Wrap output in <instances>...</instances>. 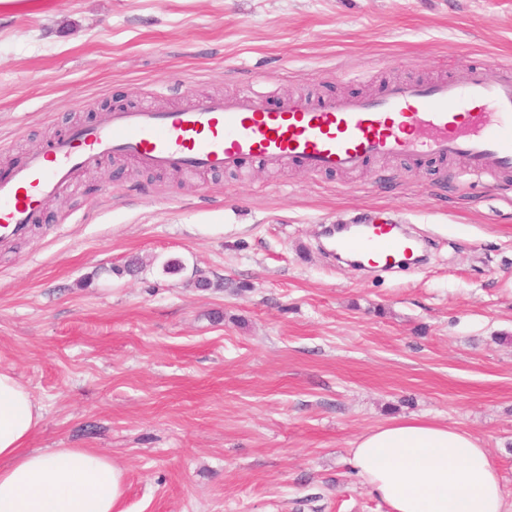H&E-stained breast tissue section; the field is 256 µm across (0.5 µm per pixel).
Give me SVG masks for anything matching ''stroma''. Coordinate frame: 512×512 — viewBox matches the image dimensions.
Masks as SVG:
<instances>
[{"instance_id":"obj_1","label":"stroma","mask_w":512,"mask_h":512,"mask_svg":"<svg viewBox=\"0 0 512 512\" xmlns=\"http://www.w3.org/2000/svg\"><path fill=\"white\" fill-rule=\"evenodd\" d=\"M462 61L512 78V0L0 9V170L116 107L317 103ZM358 218L407 224L423 261L356 270L323 229ZM0 368L42 408L28 448L125 468L120 512H389L351 448L414 415L477 437L512 512V180L105 159L0 249Z\"/></svg>"}]
</instances>
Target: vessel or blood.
Returning a JSON list of instances; mask_svg holds the SVG:
<instances>
[{
  "label": "vessel or blood",
  "mask_w": 512,
  "mask_h": 512,
  "mask_svg": "<svg viewBox=\"0 0 512 512\" xmlns=\"http://www.w3.org/2000/svg\"><path fill=\"white\" fill-rule=\"evenodd\" d=\"M116 155L149 169L198 172L236 170L254 160L354 172L379 157H461L473 174L506 179L512 177V79L462 63L444 79L401 81L376 97L324 104L300 96L271 106L243 94L173 111L116 108L106 122L71 128L0 176V243L25 236L77 172ZM338 248L358 266L389 267L418 244L401 224L357 222Z\"/></svg>",
  "instance_id": "vessel-or-blood-1"
}]
</instances>
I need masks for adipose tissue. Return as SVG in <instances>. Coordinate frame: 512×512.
Segmentation results:
<instances>
[{"instance_id": "adipose-tissue-1", "label": "adipose tissue", "mask_w": 512, "mask_h": 512, "mask_svg": "<svg viewBox=\"0 0 512 512\" xmlns=\"http://www.w3.org/2000/svg\"><path fill=\"white\" fill-rule=\"evenodd\" d=\"M42 409L0 370V512H117L121 465L95 451L28 449ZM352 467L392 512H503L501 476L469 432L417 416L361 434Z\"/></svg>"}]
</instances>
